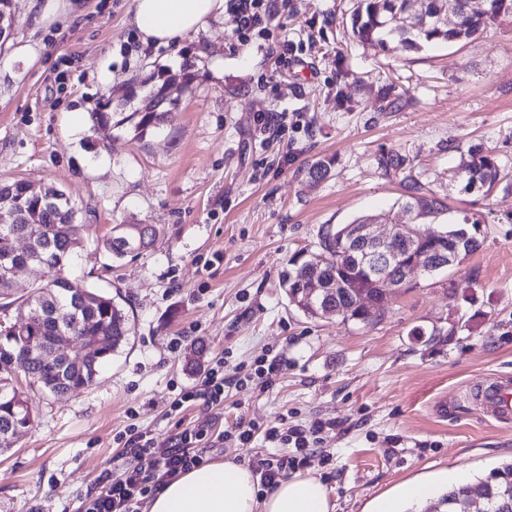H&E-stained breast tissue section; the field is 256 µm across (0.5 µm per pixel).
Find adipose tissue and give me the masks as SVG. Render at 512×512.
I'll list each match as a JSON object with an SVG mask.
<instances>
[{"mask_svg":"<svg viewBox=\"0 0 512 512\" xmlns=\"http://www.w3.org/2000/svg\"><path fill=\"white\" fill-rule=\"evenodd\" d=\"M224 0H133V23L143 45L183 42L209 21L222 19ZM460 472L413 478L375 498L367 512H416L461 485ZM327 486L315 476L294 474L269 492L259 490L252 471L231 461L209 462L168 484L148 503V512H333Z\"/></svg>","mask_w":512,"mask_h":512,"instance_id":"1","label":"adipose tissue"}]
</instances>
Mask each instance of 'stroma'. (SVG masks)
I'll return each mask as SVG.
<instances>
[{
	"mask_svg": "<svg viewBox=\"0 0 512 512\" xmlns=\"http://www.w3.org/2000/svg\"><path fill=\"white\" fill-rule=\"evenodd\" d=\"M80 2L79 18L42 29L28 0H14L0 46V178L72 198L86 231L65 273L127 301L132 332L96 386L29 393L33 424L0 455V512H82L132 424L163 441L183 421L215 432L240 419L334 421L305 468L334 512H365L412 478L457 469L474 481L512 462V426L468 395L476 380L512 374V22L384 52L353 38L357 0H270L274 20L248 41L228 12L181 45L144 51L129 42L131 0ZM25 44L40 48L37 62L16 55ZM158 67L177 101L158 133L120 128L108 148L71 124L69 108L99 111ZM260 112L286 113L285 130L261 134ZM472 145L499 161L491 192L465 191L456 176ZM389 152L445 202L426 224L474 217L479 249L447 273L413 276L374 325L305 316L279 276L293 256L320 254L322 225L406 221L400 183L379 164ZM319 160L332 167L314 185L307 170ZM121 223L157 225L155 244L111 259L102 241ZM274 356L269 388L232 385L222 409L168 416L174 391L211 359L233 382Z\"/></svg>",
	"mask_w": 512,
	"mask_h": 512,
	"instance_id": "stroma-1",
	"label": "stroma"
}]
</instances>
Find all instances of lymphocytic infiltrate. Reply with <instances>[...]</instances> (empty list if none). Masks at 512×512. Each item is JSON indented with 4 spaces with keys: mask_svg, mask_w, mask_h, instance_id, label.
I'll return each mask as SVG.
<instances>
[{
    "mask_svg": "<svg viewBox=\"0 0 512 512\" xmlns=\"http://www.w3.org/2000/svg\"><path fill=\"white\" fill-rule=\"evenodd\" d=\"M224 384L223 359L211 360L200 383L171 397L169 414L181 415L198 403L210 408L223 404ZM259 436L279 450L278 455L261 454L251 460L265 490L272 489L288 472L306 466L310 452L320 442L317 429L291 427L282 420L267 424L240 420L218 433L189 424L165 441L131 426L117 437L122 446L121 467L100 480L98 491L86 500L85 512H140L146 499L180 474L204 464L212 449L227 441L247 446Z\"/></svg>",
    "mask_w": 512,
    "mask_h": 512,
    "instance_id": "1",
    "label": "lymphocytic infiltrate"
}]
</instances>
